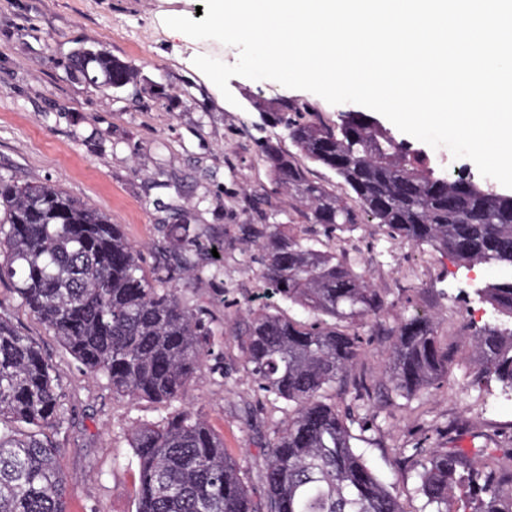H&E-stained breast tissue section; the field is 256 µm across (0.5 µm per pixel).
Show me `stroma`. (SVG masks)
Listing matches in <instances>:
<instances>
[{
    "label": "stroma",
    "mask_w": 512,
    "mask_h": 512,
    "mask_svg": "<svg viewBox=\"0 0 512 512\" xmlns=\"http://www.w3.org/2000/svg\"><path fill=\"white\" fill-rule=\"evenodd\" d=\"M203 0H0V178L49 183L122 225L147 272L173 224L197 225L199 269L177 282L184 298L215 319L212 346L223 374L203 370L184 404L224 436L254 495H261L257 460L288 419L284 403L265 400L247 377L234 334L253 310L267 307L296 319L301 308L266 298L263 252L256 236L270 224L335 252L362 273L386 304L378 325L360 326V357L337 389L350 408L353 446L384 479L397 483L405 512H428L419 490L414 445L489 449L498 467L512 469V396L499 384L473 383L479 330L495 314L474 290L494 268L461 266L449 253L390 237L370 222L335 231L312 223L308 205L274 179L265 141L294 146L284 126L264 124L259 106L289 108L306 119L337 124L352 103L332 105L271 80L234 77L233 101L193 63L206 55L234 64L239 51L215 40L171 37L169 16L196 17ZM104 49L128 63L136 85L115 91L75 65L77 48ZM220 241L221 272L211 276L212 242ZM434 318L450 357L448 380L406 399L393 394L387 371L399 318L412 311ZM0 315L34 339L56 369L65 423L49 437L73 478L71 512H135L136 468L129 432L156 423L164 405L115 395L107 380L82 371L54 333L0 279ZM365 381L372 396L354 398Z\"/></svg>",
    "instance_id": "1"
}]
</instances>
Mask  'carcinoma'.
<instances>
[{
  "label": "carcinoma",
  "instance_id": "obj_1",
  "mask_svg": "<svg viewBox=\"0 0 512 512\" xmlns=\"http://www.w3.org/2000/svg\"><path fill=\"white\" fill-rule=\"evenodd\" d=\"M103 85L122 89L136 71L104 50H79ZM282 125L298 152L332 172L354 194L341 203L308 177L307 168L273 143L263 146L272 174L310 206L327 230L358 224L360 216L392 237L452 253L463 265L486 264L501 275L478 299L512 318V193L473 190L469 175L450 179L429 156L397 140L364 112H344L335 126L304 122L288 107L261 113ZM0 278L14 282L29 310L54 332L90 374L112 392L148 398L169 412L132 428L136 460L135 512H403L396 485L380 478L351 444V412L327 402L344 384L364 339L350 330L377 320L385 304L363 276L336 254L273 226L264 232L261 280L308 320L280 311H254L236 333L257 391L291 407L288 421L258 461L263 495L255 498L224 436L200 414L180 406L208 361L224 374L212 350L213 320L188 306L172 285L177 270L193 268L199 247L191 224L171 226L178 265L148 273L121 225L51 184L0 178ZM390 390L410 398L448 376V350L429 316H403L393 330ZM474 381L512 391V325L484 326L477 336ZM64 423L56 372L42 348L0 315V512H67L72 478L59 465L46 430ZM419 457V489L433 512H461L454 488L467 483L474 512H512V472L480 467L465 472L460 448Z\"/></svg>",
  "mask_w": 512,
  "mask_h": 512
}]
</instances>
